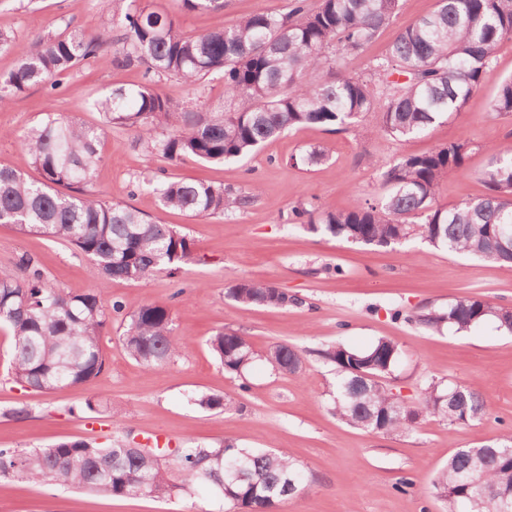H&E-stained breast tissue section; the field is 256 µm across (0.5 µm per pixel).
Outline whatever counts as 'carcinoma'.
Wrapping results in <instances>:
<instances>
[{
  "label": "carcinoma",
  "instance_id": "carcinoma-1",
  "mask_svg": "<svg viewBox=\"0 0 512 512\" xmlns=\"http://www.w3.org/2000/svg\"><path fill=\"white\" fill-rule=\"evenodd\" d=\"M101 3L121 29L116 41L109 29L90 34L68 28L28 42L0 29V52L17 58L16 67L0 76V107L32 86L56 89L59 76L109 44L115 64L141 65L146 79L95 99L91 108L99 113V124L48 112L27 129L19 145L39 177L0 166V224L72 245L90 258L95 279L131 282L177 273L191 261L192 243L174 226L88 192L106 128L135 130L171 163L184 157L243 160L291 129L345 127L375 113L386 135L406 139L461 112L484 88L501 41L512 36V0H437L431 14L407 26L366 74L356 75L342 62L390 24L400 0H319L314 8L308 0H289L280 14L252 13L197 35L181 30L177 14L218 12L224 0H174L171 12H147L135 0ZM157 76L189 86L220 77L224 111H179L156 88ZM489 112L512 113V80L499 84ZM158 129L167 136L154 139ZM467 149L459 141L406 155L382 174L380 198L357 200L343 211L301 203L292 209V220L314 233L363 245L390 246L417 236L436 249L512 265V247L497 242L501 225H512L511 155L490 150V165L481 174L484 196L448 208L437 204L439 182L462 166ZM152 191L162 208L192 217L233 213L245 201V195L222 185L195 181L159 179ZM22 266L21 278H0V323L11 332L14 379L45 393L86 383L104 366L101 336L110 311L122 305H107L96 289L71 294L53 288L31 260H22ZM225 296L243 306L297 304L295 296L254 281L230 285ZM489 319L512 333V309L482 298L450 302L411 321L434 331L445 325L464 331ZM120 340L148 370L186 344L176 334L171 309L157 303L126 316ZM207 345L229 373H242L256 358L247 339L233 329L216 331ZM316 354L336 367L330 410L357 429L410 434L427 416L466 424L484 414V398L471 385L433 381L411 404L394 394L385 379L400 350L387 338L366 349L332 343ZM263 358L281 373L302 372L301 353L286 343L271 346ZM194 401L208 410L234 408L233 401L217 395L199 393ZM301 471L285 452L229 441L173 450L101 446L83 439L30 452L0 448V474L121 497L165 498L205 486L232 512H274L280 502L304 492ZM434 494L445 512H501L502 498L512 502V434L457 449L440 470Z\"/></svg>",
  "mask_w": 512,
  "mask_h": 512
}]
</instances>
